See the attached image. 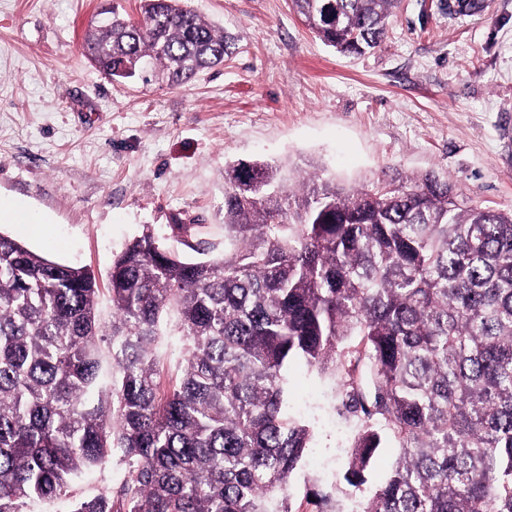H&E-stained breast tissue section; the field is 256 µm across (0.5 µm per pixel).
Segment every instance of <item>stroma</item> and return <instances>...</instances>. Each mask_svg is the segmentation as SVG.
Masks as SVG:
<instances>
[{
    "instance_id": "stroma-1",
    "label": "stroma",
    "mask_w": 512,
    "mask_h": 512,
    "mask_svg": "<svg viewBox=\"0 0 512 512\" xmlns=\"http://www.w3.org/2000/svg\"><path fill=\"white\" fill-rule=\"evenodd\" d=\"M457 2L400 0L381 44L346 56L290 0H187L239 51L174 88L112 81L82 50L101 10L135 17L139 0H0V201L50 237L0 231L90 269L107 315L112 259L143 226L171 242L173 225H191L192 242L223 253L224 167L236 160L354 186L435 168L473 204L512 211V0L466 14ZM284 387L289 416L312 432L292 480L300 503L342 487L358 423L330 374L296 360Z\"/></svg>"
}]
</instances>
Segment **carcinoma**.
I'll use <instances>...</instances> for the list:
<instances>
[{
  "mask_svg": "<svg viewBox=\"0 0 512 512\" xmlns=\"http://www.w3.org/2000/svg\"><path fill=\"white\" fill-rule=\"evenodd\" d=\"M399 0H291L327 46L362 54ZM114 7L83 49L114 81L180 87L231 59L235 37L185 6ZM112 320L94 274L0 232V512H300L309 448L283 372L339 377L361 422L357 493L384 440L400 453L360 512H512V213L438 170L355 187L282 166L224 169V253L191 258L146 226L112 260ZM179 345L165 381L164 345ZM119 457L118 490L82 498ZM309 512H347L312 493Z\"/></svg>",
  "mask_w": 512,
  "mask_h": 512,
  "instance_id": "1",
  "label": "carcinoma"
}]
</instances>
